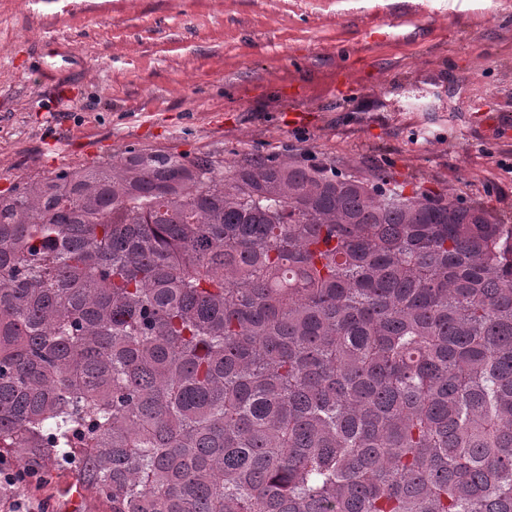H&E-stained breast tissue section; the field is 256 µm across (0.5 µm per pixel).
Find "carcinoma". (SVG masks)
I'll return each instance as SVG.
<instances>
[{
  "label": "carcinoma",
  "instance_id": "cac0c4a2",
  "mask_svg": "<svg viewBox=\"0 0 512 512\" xmlns=\"http://www.w3.org/2000/svg\"><path fill=\"white\" fill-rule=\"evenodd\" d=\"M112 512H512V224L280 156L0 194V449Z\"/></svg>",
  "mask_w": 512,
  "mask_h": 512
}]
</instances>
